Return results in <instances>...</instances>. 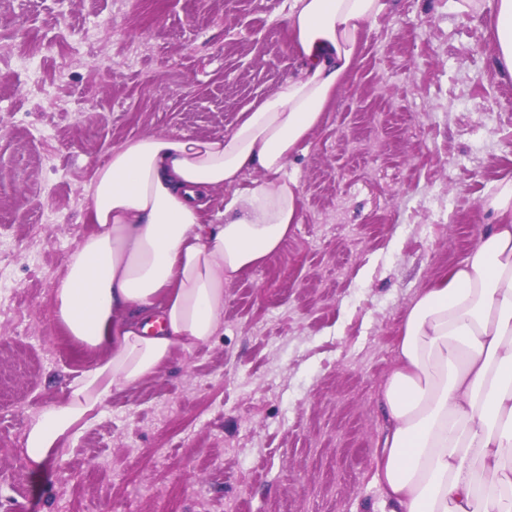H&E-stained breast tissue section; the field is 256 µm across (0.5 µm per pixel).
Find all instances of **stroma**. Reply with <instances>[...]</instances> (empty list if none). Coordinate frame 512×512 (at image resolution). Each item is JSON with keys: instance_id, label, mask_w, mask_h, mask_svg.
I'll list each match as a JSON object with an SVG mask.
<instances>
[{"instance_id": "1", "label": "stroma", "mask_w": 512, "mask_h": 512, "mask_svg": "<svg viewBox=\"0 0 512 512\" xmlns=\"http://www.w3.org/2000/svg\"><path fill=\"white\" fill-rule=\"evenodd\" d=\"M286 0H0V512H380V398L407 306L466 259L512 177L487 12L388 0L287 171L304 215L226 285L214 340L114 391L32 469L33 413L94 355L52 293L113 147L212 138L296 71Z\"/></svg>"}]
</instances>
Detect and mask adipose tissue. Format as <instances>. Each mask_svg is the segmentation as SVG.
<instances>
[{"instance_id":"adipose-tissue-1","label":"adipose tissue","mask_w":512,"mask_h":512,"mask_svg":"<svg viewBox=\"0 0 512 512\" xmlns=\"http://www.w3.org/2000/svg\"><path fill=\"white\" fill-rule=\"evenodd\" d=\"M296 74L224 136L143 135L113 148L88 187L94 231L71 254L54 315L100 358L63 402L33 414L43 468L113 391L193 351L221 326L224 286L279 254L302 221L289 159L325 124L387 0H287ZM499 70L512 77V0H491ZM224 209L209 220L214 191ZM468 257L407 308L384 386L372 482L383 512H512V179L498 181Z\"/></svg>"}]
</instances>
